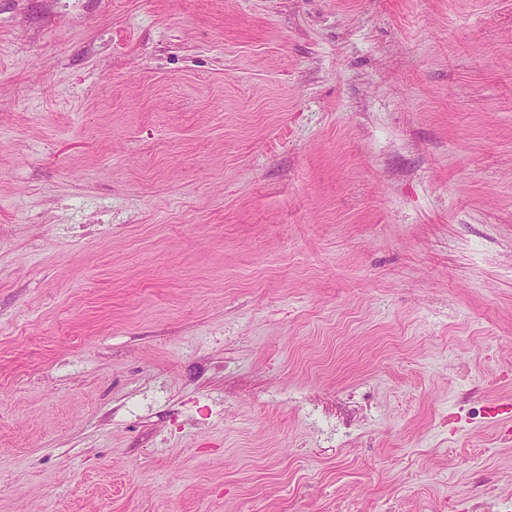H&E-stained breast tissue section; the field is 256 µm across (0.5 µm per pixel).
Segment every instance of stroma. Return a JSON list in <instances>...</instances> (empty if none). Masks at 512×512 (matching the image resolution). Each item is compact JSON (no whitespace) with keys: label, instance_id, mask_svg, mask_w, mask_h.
Here are the masks:
<instances>
[{"label":"stroma","instance_id":"stroma-1","mask_svg":"<svg viewBox=\"0 0 512 512\" xmlns=\"http://www.w3.org/2000/svg\"><path fill=\"white\" fill-rule=\"evenodd\" d=\"M512 0H0V512H512Z\"/></svg>","mask_w":512,"mask_h":512}]
</instances>
